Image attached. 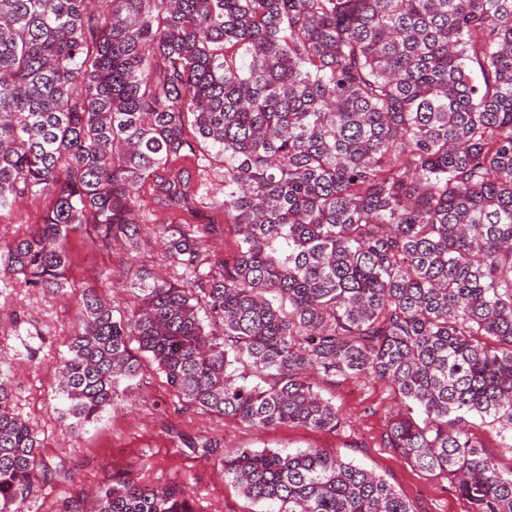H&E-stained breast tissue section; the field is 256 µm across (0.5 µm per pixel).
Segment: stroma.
<instances>
[{"instance_id": "35a3bbf8", "label": "stroma", "mask_w": 512, "mask_h": 512, "mask_svg": "<svg viewBox=\"0 0 512 512\" xmlns=\"http://www.w3.org/2000/svg\"><path fill=\"white\" fill-rule=\"evenodd\" d=\"M139 200L142 240L137 253L122 244L102 247L82 229L70 233L71 294L62 296L0 278V352L13 360V405L38 431L42 459L51 474L38 495L25 504L24 512H67L75 500L88 510L98 488L117 472L129 474L143 486H184L192 492L199 512H257V505L225 479L220 466L183 447L185 437H215L229 448L285 452L324 448L382 476L413 503L416 512H469L468 502L449 489L447 480L430 477L392 449L380 447L394 399L379 383L321 384L322 395L344 417L343 431L295 425L259 431L232 419L182 409L164 378L148 363L131 405L71 430L60 414L55 364L65 354L77 323L83 288H104L115 306L128 307L134 297L128 290L115 288V280L131 260L150 267L162 261L156 229L171 223L173 215L159 210L149 193H142Z\"/></svg>"}]
</instances>
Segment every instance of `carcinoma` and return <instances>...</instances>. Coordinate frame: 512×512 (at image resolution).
Returning a JSON list of instances; mask_svg holds the SVG:
<instances>
[{"label":"carcinoma","instance_id":"1","mask_svg":"<svg viewBox=\"0 0 512 512\" xmlns=\"http://www.w3.org/2000/svg\"><path fill=\"white\" fill-rule=\"evenodd\" d=\"M223 172L232 261L206 247L201 188ZM173 275L138 305L94 286L56 366L62 418L97 421L144 360L182 407L256 429L338 432L326 383L379 382L380 439L471 512H512V469L469 432H512V0H0V275L61 291L69 234L140 247L137 198ZM0 356V512L48 481ZM259 382H247L245 370ZM189 447L260 512H415L324 449ZM92 512H198L123 474ZM43 210V203L25 199V201L11 213L10 217L4 218L0 224V236L4 240H8L15 235L16 232H22L27 225H31L38 220ZM10 223V224H9ZM19 223L25 224L23 228L19 226Z\"/></svg>","mask_w":512,"mask_h":512}]
</instances>
